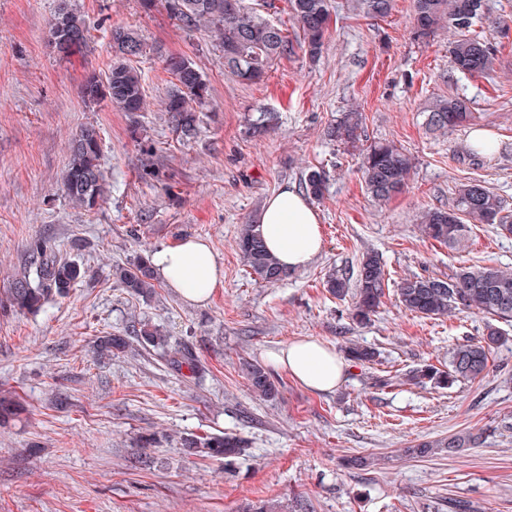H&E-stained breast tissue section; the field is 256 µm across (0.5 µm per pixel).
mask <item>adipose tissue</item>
<instances>
[{"mask_svg": "<svg viewBox=\"0 0 512 512\" xmlns=\"http://www.w3.org/2000/svg\"><path fill=\"white\" fill-rule=\"evenodd\" d=\"M267 249L288 271L306 268L321 252L323 238L318 216L300 192L281 187L268 198L256 218ZM155 275L187 302H206L220 284L223 270L211 245L200 238H186L149 256ZM278 368L286 370L306 387L321 393L341 383L343 358L314 340H299L272 352Z\"/></svg>", "mask_w": 512, "mask_h": 512, "instance_id": "ef3b65f1", "label": "adipose tissue"}]
</instances>
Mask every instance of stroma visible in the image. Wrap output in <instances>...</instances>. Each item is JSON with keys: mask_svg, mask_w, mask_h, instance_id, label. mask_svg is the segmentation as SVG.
Instances as JSON below:
<instances>
[{"mask_svg": "<svg viewBox=\"0 0 512 512\" xmlns=\"http://www.w3.org/2000/svg\"><path fill=\"white\" fill-rule=\"evenodd\" d=\"M73 3L90 38L66 59L46 37L56 0H0V391L26 407L0 425V512H254L263 504L268 512H453L458 501L475 512H512V321H498L506 339L482 380L419 387L406 371L445 367L452 348L485 333L486 316L423 318L390 292L359 326L351 300L324 286L329 270L352 271L369 251L395 281L448 277L461 266L512 268V236L494 225L473 227L466 247L452 250L417 224L426 208L452 207L460 184L473 179L512 212V37L481 28L497 48L494 72L452 73L448 34L414 40L412 0H394L384 19L349 14L346 0H332L320 60L299 53L249 83L225 70L210 33L183 30L162 0L148 13L139 0ZM119 26L137 29L147 45L133 61L147 101L134 117L80 92L89 73L106 77ZM171 54L193 60L209 87L187 142L161 107L174 82L164 68ZM448 94L467 98L474 119L430 131L424 107ZM352 109L363 114L359 142L329 140L327 127ZM264 110L278 112L277 127L250 137L248 120ZM85 125L100 131L108 189L89 211L61 190L71 137ZM476 135L496 149L474 165L463 152ZM378 141L414 162L404 191L385 203L371 199L360 172L363 151ZM311 169L328 176L314 204L323 249L288 279L259 284L238 254L239 227ZM37 235L86 276L37 314L6 310ZM187 237L208 240L224 269L206 303H187L163 283L144 296L123 288L116 268ZM134 319L191 346L202 373L173 369L158 348L97 359L96 338ZM301 338L335 351L355 342L377 356L348 363L336 390L319 393L269 358ZM250 364L270 369L275 398L251 392ZM379 378L388 386H376ZM219 432L244 441L231 462L190 456L180 445L183 436ZM465 432L478 435L476 447L404 453ZM140 433L159 437L143 465L132 446Z\"/></svg>", "mask_w": 512, "mask_h": 512, "instance_id": "obj_1", "label": "stroma"}]
</instances>
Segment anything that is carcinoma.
Segmentation results:
<instances>
[{
	"label": "carcinoma",
	"instance_id": "1",
	"mask_svg": "<svg viewBox=\"0 0 512 512\" xmlns=\"http://www.w3.org/2000/svg\"><path fill=\"white\" fill-rule=\"evenodd\" d=\"M169 15L188 31L204 29L213 34L224 54V67L244 81H262L278 59L288 58L301 51L310 59L322 52L331 13L330 0H287L289 13L298 25L299 37L292 39L288 29L268 18L275 8L272 0H262L260 7L248 8L243 0H164ZM394 0H349L354 15L385 18L391 14ZM487 25L503 33L508 25L493 16L487 0H413L414 39L427 43L439 30H454L456 39L448 49L449 70L480 75L493 69L496 50L476 32L475 26ZM112 67L101 81L89 74L81 86L83 97L95 101L109 99L114 108L131 115L144 109L145 94L140 71L131 65L133 59L145 52V43L131 28L112 29ZM48 40L62 56L70 57L87 43V29L81 14L71 0H57L48 24ZM165 69L177 84L162 101L164 112L180 137H195L199 116L194 105L208 97L209 87L202 73L186 57L170 56ZM473 119L466 99L456 96H437L427 108L426 125L433 131L465 127ZM272 112H261L248 122L253 137L264 135L275 123ZM362 128L361 115L343 113L340 121L327 129L332 140L354 143ZM101 138L94 126L76 131L71 143V158L63 177L62 191L77 207L92 210L104 201L105 187L100 169ZM362 178L367 193L378 202H387L402 192L412 170V158L391 142L376 143L362 154ZM303 191L320 200L327 187L326 173L312 169L301 182ZM495 224L499 230L512 235V218L505 215L503 200L488 187L474 182L459 187L455 207L451 210L431 207L419 217L423 235L450 248L465 246L468 225ZM237 248L255 275L264 284H276L287 279L290 272L280 267L267 250L257 224L251 221L239 230ZM84 274L80 266L62 260L55 244L48 238L36 236L26 246V258L21 273L15 277L8 295L9 307L16 312L36 313L45 303L64 296ZM126 290L134 295L153 292L156 277L148 260L139 258L127 268L116 271ZM389 273L376 253L362 256L353 274L332 273L325 281L327 291L339 300L352 296L351 319L366 324L375 316L389 287ZM397 300L405 310L421 317L446 316L464 309H476L494 320L512 318V272L495 266H461L450 278L412 275L394 282ZM159 347L167 345V337L145 321L133 322L129 335L100 337L99 355L135 353L133 342ZM504 341L503 332L492 324L476 342L460 344L452 349L448 368L432 364L415 367L406 373V381L414 385L430 384L435 388H451L455 384L473 382L484 376L492 349ZM347 358L355 363L373 361L374 352L351 343L345 347ZM170 362L177 368L199 371L192 349L183 346L170 350ZM252 391L260 397L271 398L278 389L269 373L260 365L248 370ZM23 411L21 402L9 395H0V420L18 417ZM478 442L471 433L454 434L446 438L420 443L405 449L409 456L425 457L437 448L453 451ZM181 446L190 455L226 462L242 447L241 439L221 434L188 435Z\"/></svg>",
	"mask_w": 512,
	"mask_h": 512
}]
</instances>
